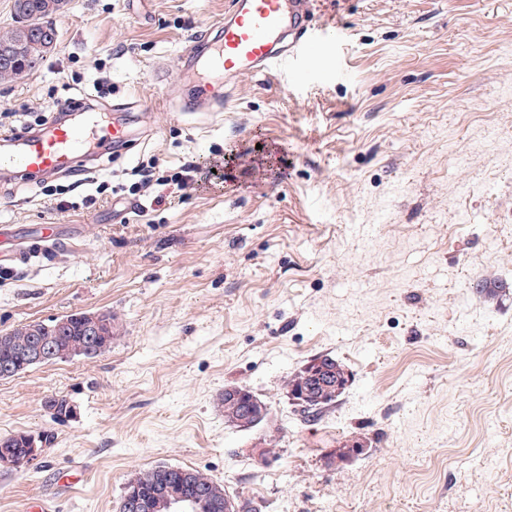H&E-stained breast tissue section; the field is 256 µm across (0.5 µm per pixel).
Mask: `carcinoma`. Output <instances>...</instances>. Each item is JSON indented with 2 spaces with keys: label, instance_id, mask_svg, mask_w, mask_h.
<instances>
[{
  "label": "carcinoma",
  "instance_id": "carcinoma-1",
  "mask_svg": "<svg viewBox=\"0 0 512 512\" xmlns=\"http://www.w3.org/2000/svg\"><path fill=\"white\" fill-rule=\"evenodd\" d=\"M66 0H14V12L18 25L0 31V54L12 57L10 63H0V84L12 83L29 75L43 57L50 52L54 42L38 37L42 29L54 28L53 18L64 8ZM43 329V322H32L0 334V361L19 358L20 349L25 346L33 333ZM58 352L57 359L83 357L95 358L99 352L85 349L82 325L72 321L68 336L53 337ZM324 367V385H316L307 390V407L301 409L304 418H315L321 409L336 401L341 395L339 387L347 386L350 374L336 359L324 356L313 359ZM238 385L224 388V419L231 421L243 406L236 405L227 398L229 391H237ZM142 493L149 494L161 484L180 487L194 497L202 512H215L213 505L224 502V487L207 474L191 468L160 465L151 468L133 479Z\"/></svg>",
  "mask_w": 512,
  "mask_h": 512
}]
</instances>
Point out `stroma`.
<instances>
[{
  "mask_svg": "<svg viewBox=\"0 0 512 512\" xmlns=\"http://www.w3.org/2000/svg\"><path fill=\"white\" fill-rule=\"evenodd\" d=\"M227 6L67 0L53 51L0 85L16 110L128 105L133 142L98 149V180L224 162L147 208L0 173V250L56 227L0 282V333L78 312L120 326L96 358L0 380V438L51 437L0 467V512H118L158 465L255 512H512V0H315L344 77H245L223 111H176L197 83L182 54ZM325 355L351 380L307 421L289 384ZM230 384L260 424L225 423ZM229 390H244L240 391L238 394H234L233 399L239 404H241V401L245 402L244 405L247 406L248 418L257 417L264 413L263 405L253 396L251 392L250 394H243L245 392L243 387L238 385H228L224 388V398L223 396L221 398L222 407L224 406V419L228 423L234 418V416L238 415L239 411L245 409V407L241 406L243 404L236 407V404L228 399Z\"/></svg>",
  "mask_w": 512,
  "mask_h": 512,
  "instance_id": "stroma-1",
  "label": "stroma"
}]
</instances>
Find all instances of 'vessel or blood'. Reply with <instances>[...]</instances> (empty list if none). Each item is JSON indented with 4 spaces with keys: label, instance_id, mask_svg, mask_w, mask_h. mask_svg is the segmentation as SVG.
Returning a JSON list of instances; mask_svg holds the SVG:
<instances>
[{
    "label": "vessel or blood",
    "instance_id": "obj_1",
    "mask_svg": "<svg viewBox=\"0 0 512 512\" xmlns=\"http://www.w3.org/2000/svg\"><path fill=\"white\" fill-rule=\"evenodd\" d=\"M217 36L193 37L186 57L200 74L220 73L225 84L244 77L294 71L298 59L313 63L325 34L312 27L314 0H229ZM131 137L121 120L104 123L88 114L80 124L57 122L46 131L17 140L15 153L0 157V167L22 164L33 175L66 173L101 141L120 146Z\"/></svg>",
    "mask_w": 512,
    "mask_h": 512
}]
</instances>
